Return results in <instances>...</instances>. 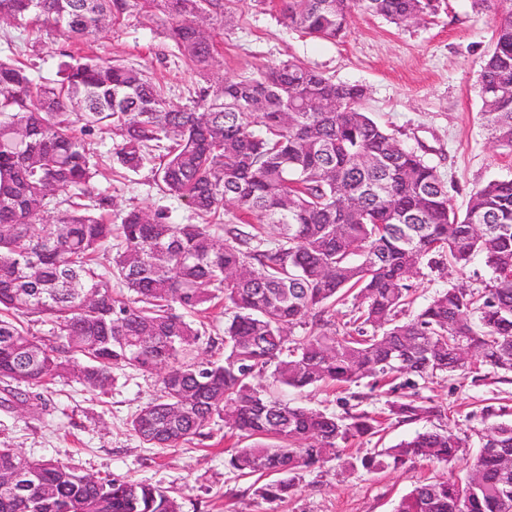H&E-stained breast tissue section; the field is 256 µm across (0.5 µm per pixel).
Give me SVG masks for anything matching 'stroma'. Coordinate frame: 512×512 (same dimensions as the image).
Instances as JSON below:
<instances>
[{
    "mask_svg": "<svg viewBox=\"0 0 512 512\" xmlns=\"http://www.w3.org/2000/svg\"><path fill=\"white\" fill-rule=\"evenodd\" d=\"M224 31L217 62L208 74L190 70L164 36L162 20L135 16L120 19L94 41L75 44L44 35L35 55L24 61L35 79H55L62 54L100 55L140 64L168 89L171 104L186 106L191 94L225 79L252 76L287 59L303 62L334 81L366 90L363 107L370 117L405 147L437 168L448 184L451 203L464 211L471 193L494 179H512V152L489 139L479 114V74L492 46L497 17L474 12L470 0H441L436 15L410 26H396L377 16L355 13L336 39H318L291 28L282 0H224ZM105 159L94 186L114 196L119 210L168 207L174 222L187 221L185 201L161 198L150 168L126 172L113 167L107 154L113 135L97 136ZM490 273L474 260L465 275L452 269L429 273L416 282L415 304L423 306L437 289L461 283L480 286ZM107 392L92 391L67 379L41 390L27 412L0 407V447L25 456L59 461L102 480L128 477L165 488L183 512H264L253 478L226 466L236 441L223 421L208 434L176 448H153L133 435L130 422L145 402L160 393L157 372L119 370ZM288 401L343 413L356 406L377 412L385 399L368 387L334 390H285ZM417 401L440 408L427 420L385 423L384 443L393 445L416 432L452 428L466 438L469 455L479 451L477 433L488 425L485 406L512 413V383L487 373L480 383L471 375L438 376L420 386ZM464 464L421 460L379 474L342 473L330 460L305 474L292 498L277 512H393L399 500L427 479L464 476Z\"/></svg>",
    "mask_w": 512,
    "mask_h": 512,
    "instance_id": "obj_1",
    "label": "stroma"
}]
</instances>
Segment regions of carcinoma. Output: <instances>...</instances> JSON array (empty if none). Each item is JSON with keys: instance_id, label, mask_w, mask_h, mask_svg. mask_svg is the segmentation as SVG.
Wrapping results in <instances>:
<instances>
[{"instance_id": "obj_1", "label": "carcinoma", "mask_w": 512, "mask_h": 512, "mask_svg": "<svg viewBox=\"0 0 512 512\" xmlns=\"http://www.w3.org/2000/svg\"><path fill=\"white\" fill-rule=\"evenodd\" d=\"M470 2L499 15L480 73V120L512 152V0ZM440 4L287 0L286 8L301 32L335 39L358 10L407 26ZM133 13L166 16L165 37L189 67L214 66L224 0H0V17L11 25L54 29L74 42ZM64 57L49 84L0 58V406L26 404L32 390L60 377L105 391L114 369L160 371L162 395L132 419V433L155 448H176L223 420L240 445L228 461L233 470L279 475L256 488L269 504L329 458L377 473L463 457L465 440L448 430L344 459L348 441L379 435L377 418L291 405L254 379L272 364L281 388L343 387L368 377L377 384L399 374L414 388L467 371L457 351L468 345L509 381L512 180L489 181L456 212L436 167L363 111L362 87L298 61L202 88L192 106L176 108L164 85L136 65ZM105 128L120 136L116 164L132 172L152 165L159 191L186 200L198 223H174L166 208H132L121 223L106 222L114 197L94 189V136ZM228 203L237 224H222ZM51 210L56 222L37 230L33 221ZM410 234L412 248L403 242ZM114 237L109 274L130 297L99 271L100 249ZM477 257L490 273L484 287L444 288L407 316L414 279L446 261L463 274ZM349 298V319L340 323L336 306ZM216 300L228 314L222 360L200 357L201 333L189 320ZM19 315L49 322L51 338L30 336ZM307 324L309 333L294 334ZM387 406L405 421L440 412L414 400ZM478 437L480 482L467 475L422 482L395 512H512V471L499 465L512 454V422ZM22 468L36 471L35 486L19 494L0 481V512H182L159 486L92 481L65 463L0 448V472Z\"/></svg>"}]
</instances>
